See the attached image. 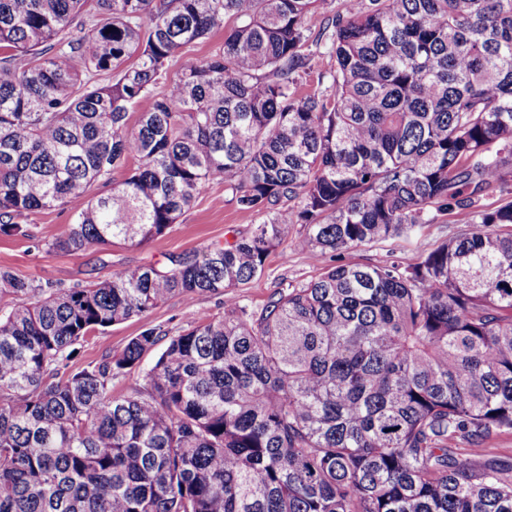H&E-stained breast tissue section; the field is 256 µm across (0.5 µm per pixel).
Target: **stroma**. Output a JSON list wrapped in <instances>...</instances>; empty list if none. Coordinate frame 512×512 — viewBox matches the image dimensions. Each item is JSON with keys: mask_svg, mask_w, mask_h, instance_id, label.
Listing matches in <instances>:
<instances>
[{"mask_svg": "<svg viewBox=\"0 0 512 512\" xmlns=\"http://www.w3.org/2000/svg\"><path fill=\"white\" fill-rule=\"evenodd\" d=\"M26 221L34 231L33 238L0 235V268L36 285L51 283L63 287L87 285L110 277L113 271L149 264L165 263L170 256L192 253L212 243H221L236 235L248 234L256 217L240 212L223 184H210L173 224L168 232L141 245H115L108 249L91 248L74 255L50 249L49 244L71 224L69 208L59 206L36 211ZM456 215L439 216L435 223L379 240L361 247L357 257L371 265L392 261L412 262L442 241L463 231ZM298 227L269 254L263 274L243 286L239 294L250 308L262 307L278 289L293 287L319 278L333 264L329 255L313 256L295 245ZM224 312V297L211 294L186 303L181 296L170 297L149 314L131 318L89 336L78 347L75 365L84 367L99 362L107 354L121 352L133 337L145 329H161L158 349H165L170 337L186 329L202 314Z\"/></svg>", "mask_w": 512, "mask_h": 512, "instance_id": "obj_1", "label": "stroma"}]
</instances>
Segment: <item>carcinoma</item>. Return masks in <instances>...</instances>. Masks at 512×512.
Returning a JSON list of instances; mask_svg holds the SVG:
<instances>
[{"label": "carcinoma", "mask_w": 512, "mask_h": 512, "mask_svg": "<svg viewBox=\"0 0 512 512\" xmlns=\"http://www.w3.org/2000/svg\"><path fill=\"white\" fill-rule=\"evenodd\" d=\"M322 2L0 0V234L66 206L50 248L137 245L213 182L263 216L84 287L0 269V512H512L486 448L512 433V200L480 205L512 182V0H342L312 59ZM456 211L413 263L353 257ZM292 224L337 264L248 308ZM220 293L145 385L112 394L155 328L72 368L90 334ZM224 44V27L211 33L206 39L192 44L181 51L168 66L167 81H162L155 89L156 93L162 94L167 89L169 80L176 78L183 65L188 60H202L208 57L218 47Z\"/></svg>", "instance_id": "carcinoma-1"}]
</instances>
